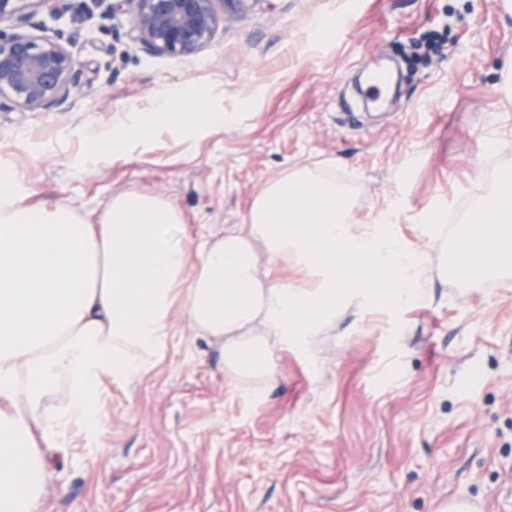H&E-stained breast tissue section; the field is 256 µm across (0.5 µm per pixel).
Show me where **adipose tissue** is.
<instances>
[{
	"label": "adipose tissue",
	"instance_id": "adipose-tissue-1",
	"mask_svg": "<svg viewBox=\"0 0 512 512\" xmlns=\"http://www.w3.org/2000/svg\"><path fill=\"white\" fill-rule=\"evenodd\" d=\"M21 180L0 171V512H42L46 449L72 426L96 436L103 378L130 381L162 350L172 307L202 336L221 342L232 370L264 376L279 349L309 351L338 307L410 304L420 258L380 214L355 225L335 182L297 171L272 183L249 221L190 256L171 240L181 214L131 191L98 223L70 207L30 206ZM266 254L258 256L254 243ZM291 263L283 285L262 264ZM451 265L477 280L512 268V171H503ZM264 335H255L256 326ZM73 379L60 415L40 410L61 379Z\"/></svg>",
	"mask_w": 512,
	"mask_h": 512
}]
</instances>
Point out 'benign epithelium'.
<instances>
[{
  "instance_id": "7a95c632",
  "label": "benign epithelium",
  "mask_w": 512,
  "mask_h": 512,
  "mask_svg": "<svg viewBox=\"0 0 512 512\" xmlns=\"http://www.w3.org/2000/svg\"><path fill=\"white\" fill-rule=\"evenodd\" d=\"M19 0H0V99L23 110L57 108L76 95L79 72L69 50L50 37L9 27ZM104 17L132 15L131 37L169 56H190L215 37L217 0H92Z\"/></svg>"
}]
</instances>
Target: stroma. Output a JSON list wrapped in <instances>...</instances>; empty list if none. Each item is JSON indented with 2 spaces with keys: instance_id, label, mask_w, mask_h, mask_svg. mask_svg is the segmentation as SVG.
Returning a JSON list of instances; mask_svg holds the SVG:
<instances>
[{
  "instance_id": "1",
  "label": "stroma",
  "mask_w": 512,
  "mask_h": 512,
  "mask_svg": "<svg viewBox=\"0 0 512 512\" xmlns=\"http://www.w3.org/2000/svg\"><path fill=\"white\" fill-rule=\"evenodd\" d=\"M88 3L66 0L57 20L21 5L27 32L62 37L81 75L70 109L0 105V162L24 174L25 203L94 222L123 193L159 197L182 214L173 242L193 250L305 168L345 188L352 223L391 211L429 259L411 305L340 308L310 354L280 350L258 378L225 367L174 307L149 370L104 379L96 441L74 429L47 450L43 512H446L452 499L512 512V274L450 280L469 219L430 224L461 201L477 209L490 170L512 169L506 0H254L188 57L151 52L130 15ZM383 58L403 77L386 111L367 112L358 79ZM130 104L151 131L85 163L84 133L127 123ZM217 111L230 122L198 138L171 129Z\"/></svg>"
}]
</instances>
